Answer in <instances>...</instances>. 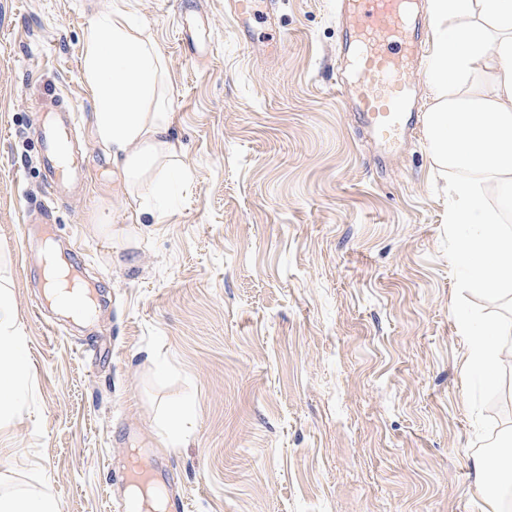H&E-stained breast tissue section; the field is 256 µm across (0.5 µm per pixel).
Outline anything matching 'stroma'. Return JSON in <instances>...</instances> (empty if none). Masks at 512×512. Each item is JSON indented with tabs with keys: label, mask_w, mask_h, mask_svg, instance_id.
<instances>
[{
	"label": "stroma",
	"mask_w": 512,
	"mask_h": 512,
	"mask_svg": "<svg viewBox=\"0 0 512 512\" xmlns=\"http://www.w3.org/2000/svg\"><path fill=\"white\" fill-rule=\"evenodd\" d=\"M0 0V274L30 366L0 424V492L123 512L130 448L185 512H482L474 458L512 428V357L463 371L474 329L512 345V297L464 287L425 135L387 157L336 92V0ZM115 10L164 61L180 164L152 223L94 135L84 31ZM78 115L84 177L56 210L60 251L112 302L93 340L35 304L22 219L49 186L31 123ZM194 404L165 446L159 416Z\"/></svg>",
	"instance_id": "35a3bbf8"
}]
</instances>
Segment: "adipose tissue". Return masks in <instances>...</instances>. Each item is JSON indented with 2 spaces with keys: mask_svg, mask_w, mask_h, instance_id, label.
Returning <instances> with one entry per match:
<instances>
[{
  "mask_svg": "<svg viewBox=\"0 0 512 512\" xmlns=\"http://www.w3.org/2000/svg\"><path fill=\"white\" fill-rule=\"evenodd\" d=\"M435 38L433 104L426 137L436 166L457 171L448 186L450 226L461 228L454 261L472 293L491 300L512 292V226L500 223L486 194L512 203V0H430ZM83 66L95 102V136L112 149L127 186L159 160L176 162L168 113L151 105L163 82L151 36L125 16L103 13L84 33ZM460 332L470 333L466 323ZM471 335L466 374L493 380L503 359L498 329ZM23 332L0 284V422L27 378Z\"/></svg>",
  "mask_w": 512,
  "mask_h": 512,
  "instance_id": "ef3b65f1",
  "label": "adipose tissue"
}]
</instances>
